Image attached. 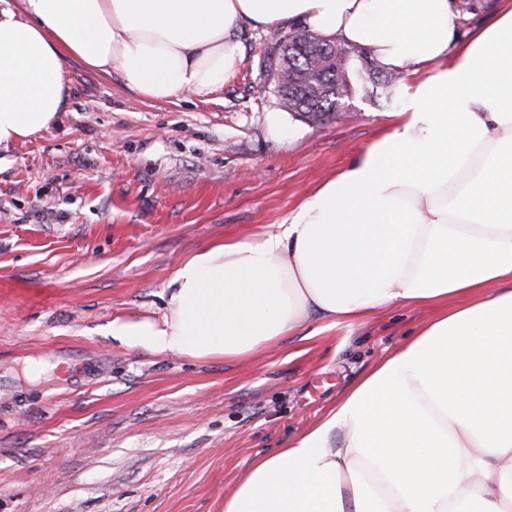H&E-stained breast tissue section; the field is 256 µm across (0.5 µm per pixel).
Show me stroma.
Returning a JSON list of instances; mask_svg holds the SVG:
<instances>
[{"label":"stroma","mask_w":512,"mask_h":512,"mask_svg":"<svg viewBox=\"0 0 512 512\" xmlns=\"http://www.w3.org/2000/svg\"><path fill=\"white\" fill-rule=\"evenodd\" d=\"M235 38L204 99L152 100L67 59L56 124L0 147V512H224L254 458L436 313L313 321L236 363L108 336L160 318L189 257L279 224L394 127L399 100L362 95L344 120H298L262 67L267 31Z\"/></svg>","instance_id":"1"}]
</instances>
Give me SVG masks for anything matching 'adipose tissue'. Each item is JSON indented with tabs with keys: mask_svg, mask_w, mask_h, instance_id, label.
<instances>
[{
	"mask_svg": "<svg viewBox=\"0 0 512 512\" xmlns=\"http://www.w3.org/2000/svg\"><path fill=\"white\" fill-rule=\"evenodd\" d=\"M496 13L467 31L462 0L0 8V145L55 123L65 59L148 98L204 97L245 24L296 23L422 76L393 131L275 230L191 256L161 318L109 326L131 346L244 361L311 321L442 306L308 432L257 456L224 512H512V0Z\"/></svg>",
	"mask_w": 512,
	"mask_h": 512,
	"instance_id": "adipose-tissue-1",
	"label": "adipose tissue"
}]
</instances>
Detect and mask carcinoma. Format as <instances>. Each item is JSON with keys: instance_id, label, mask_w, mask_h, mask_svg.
I'll return each instance as SVG.
<instances>
[{"instance_id": "cac0c4a2", "label": "carcinoma", "mask_w": 512, "mask_h": 512, "mask_svg": "<svg viewBox=\"0 0 512 512\" xmlns=\"http://www.w3.org/2000/svg\"><path fill=\"white\" fill-rule=\"evenodd\" d=\"M307 34L304 29L270 34L272 48L264 68L275 84L282 110L321 124L336 114V103L355 96L366 84L386 100L400 83L397 72L375 63L365 68L368 56L363 50L319 39L305 46Z\"/></svg>"}]
</instances>
